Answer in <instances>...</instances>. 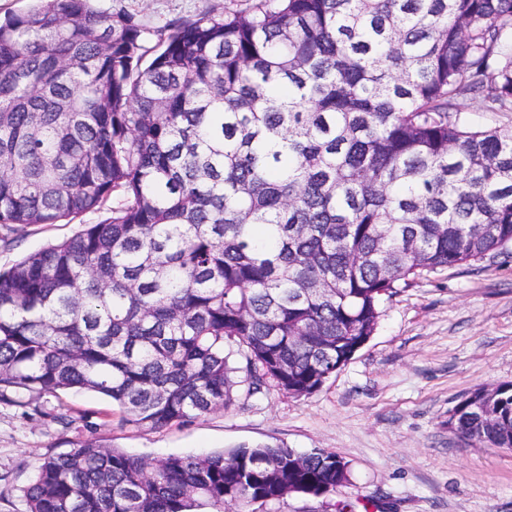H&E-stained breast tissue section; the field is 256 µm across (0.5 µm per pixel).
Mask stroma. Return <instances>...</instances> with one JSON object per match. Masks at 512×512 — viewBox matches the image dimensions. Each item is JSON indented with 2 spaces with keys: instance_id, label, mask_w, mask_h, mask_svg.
I'll return each mask as SVG.
<instances>
[{
  "instance_id": "obj_1",
  "label": "stroma",
  "mask_w": 512,
  "mask_h": 512,
  "mask_svg": "<svg viewBox=\"0 0 512 512\" xmlns=\"http://www.w3.org/2000/svg\"><path fill=\"white\" fill-rule=\"evenodd\" d=\"M244 0H93L136 15L155 44L176 20L223 14ZM17 227L0 245V269L47 242L95 224ZM512 382V248L416 280L386 303L374 335L323 387L304 397L277 389L155 430L125 422L94 393L21 395L0 401V512H25V489L44 460L92 440L155 458L241 445L324 448L348 461L347 483L314 497L292 494L244 512H512V450L476 445L448 413L478 386ZM71 423H62V414Z\"/></svg>"
}]
</instances>
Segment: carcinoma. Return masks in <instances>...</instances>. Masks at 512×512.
Wrapping results in <instances>:
<instances>
[{
    "mask_svg": "<svg viewBox=\"0 0 512 512\" xmlns=\"http://www.w3.org/2000/svg\"><path fill=\"white\" fill-rule=\"evenodd\" d=\"M512 0H255L177 20L36 0L0 20V241L104 214L0 269L6 389L102 394L162 429L318 391L415 279L512 246ZM512 450V382L448 415ZM349 464L281 445L48 458L26 512H238Z\"/></svg>",
    "mask_w": 512,
    "mask_h": 512,
    "instance_id": "1",
    "label": "carcinoma"
}]
</instances>
